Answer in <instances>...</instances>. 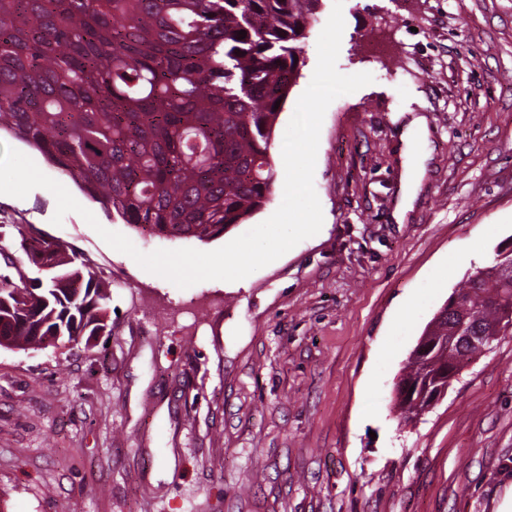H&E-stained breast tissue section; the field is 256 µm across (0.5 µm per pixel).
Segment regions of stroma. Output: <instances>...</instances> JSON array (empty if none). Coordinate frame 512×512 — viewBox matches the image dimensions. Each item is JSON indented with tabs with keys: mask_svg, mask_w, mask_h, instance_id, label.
<instances>
[{
	"mask_svg": "<svg viewBox=\"0 0 512 512\" xmlns=\"http://www.w3.org/2000/svg\"><path fill=\"white\" fill-rule=\"evenodd\" d=\"M333 3L310 22L282 123ZM343 17L337 69L374 81L325 113L322 228L248 277L181 289L79 214L53 225L50 191L0 195L9 236L39 230L112 278L111 337L0 347V512H512V334L417 423L391 403L434 314L512 242V0H344ZM275 189L201 242L68 187L145 253L217 249L278 209Z\"/></svg>",
	"mask_w": 512,
	"mask_h": 512,
	"instance_id": "stroma-1",
	"label": "stroma"
}]
</instances>
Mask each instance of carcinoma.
<instances>
[{"instance_id": "cac0c4a2", "label": "carcinoma", "mask_w": 512, "mask_h": 512, "mask_svg": "<svg viewBox=\"0 0 512 512\" xmlns=\"http://www.w3.org/2000/svg\"><path fill=\"white\" fill-rule=\"evenodd\" d=\"M319 0H0V131L39 151L109 215L209 241L272 199L270 149ZM246 37L238 39V31ZM0 236V347H91L112 335V281L40 233ZM410 353L395 396L413 422L430 387L512 332V251L468 275Z\"/></svg>"}]
</instances>
